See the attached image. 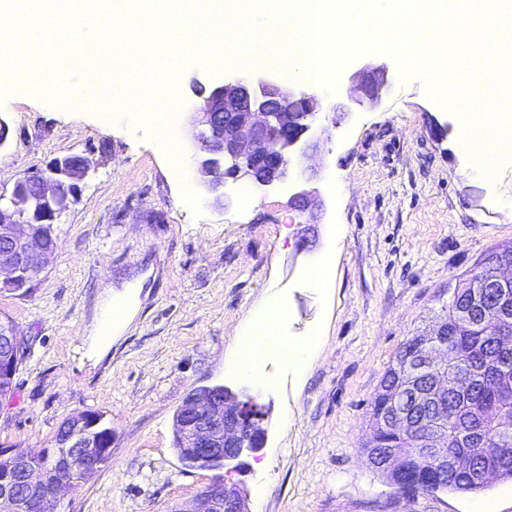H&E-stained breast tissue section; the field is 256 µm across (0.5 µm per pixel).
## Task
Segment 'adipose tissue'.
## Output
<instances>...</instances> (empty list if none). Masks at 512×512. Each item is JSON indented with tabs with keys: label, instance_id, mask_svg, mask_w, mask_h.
<instances>
[{
	"label": "adipose tissue",
	"instance_id": "ef3b65f1",
	"mask_svg": "<svg viewBox=\"0 0 512 512\" xmlns=\"http://www.w3.org/2000/svg\"><path fill=\"white\" fill-rule=\"evenodd\" d=\"M284 313V308L277 305L255 317L247 333V342L236 354L235 364L239 371L248 372L254 359L273 351L279 352L289 364L300 368L306 366L309 347L285 344L277 337V324Z\"/></svg>",
	"mask_w": 512,
	"mask_h": 512
}]
</instances>
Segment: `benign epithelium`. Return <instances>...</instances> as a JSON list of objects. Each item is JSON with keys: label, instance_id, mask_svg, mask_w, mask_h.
<instances>
[{"label": "benign epithelium", "instance_id": "benign-epithelium-1", "mask_svg": "<svg viewBox=\"0 0 512 512\" xmlns=\"http://www.w3.org/2000/svg\"><path fill=\"white\" fill-rule=\"evenodd\" d=\"M352 82L351 100L374 104L387 83V73L383 67L363 68L354 73ZM316 114L315 97L298 96L268 75L216 86L192 113L196 172L202 184L221 202L227 178L246 177L264 186L286 179L291 156L313 128ZM96 165L90 154L64 156L51 162L31 188L16 184L13 208H0V235L10 243L26 240L27 249L0 256L1 287L28 286L33 261L49 264L54 243L35 235L32 225L55 223L57 203L78 197L80 183ZM415 370L432 381L443 367L427 353L417 360ZM188 408L182 424L183 447L191 449L195 468L210 471L218 459L228 463L263 448L266 412L254 398L221 386L195 393ZM99 424L94 415L76 416L64 446L36 454L0 448V458H8L7 466L0 468V505H8V512H54L59 494L71 485L69 474L98 465L110 451L100 443ZM420 444L435 466L443 470L459 466L448 458L435 430L422 436ZM34 455L56 459L55 468L32 466ZM177 512H249L247 494L218 477Z\"/></svg>", "mask_w": 512, "mask_h": 512}]
</instances>
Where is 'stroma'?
<instances>
[{
    "label": "stroma",
    "mask_w": 512,
    "mask_h": 512,
    "mask_svg": "<svg viewBox=\"0 0 512 512\" xmlns=\"http://www.w3.org/2000/svg\"><path fill=\"white\" fill-rule=\"evenodd\" d=\"M368 62L387 64V84L360 106L349 77ZM241 77L183 67L182 177L157 137L115 113L57 105L58 89L0 105V196L56 157L98 162L57 220L49 266L28 292L0 293V318L26 343L0 397V448H51L64 421L102 414L112 457L58 512H177L214 474L178 458L175 413L191 393L223 385L269 409L264 448L222 472L246 489L250 512H512V482L495 478L477 494L406 500L364 452L372 400L401 344L444 315L481 255L512 241V154L495 188L466 177L458 116L420 79L401 78L393 57L364 54L334 93L318 95L325 132L286 181L228 182L220 204L195 171L194 87ZM301 188L316 194L304 213L288 204ZM326 253L332 285L310 288L306 270ZM120 300L130 317L103 339L102 312ZM273 303L286 309L284 340L315 344L307 373L275 354L246 374L231 364L248 321Z\"/></svg>",
    "instance_id": "35a3bbf8"
}]
</instances>
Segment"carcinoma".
Here are the masks:
<instances>
[{
	"label": "carcinoma",
	"mask_w": 512,
	"mask_h": 512,
	"mask_svg": "<svg viewBox=\"0 0 512 512\" xmlns=\"http://www.w3.org/2000/svg\"><path fill=\"white\" fill-rule=\"evenodd\" d=\"M501 256L512 259V242L487 252L462 276L444 317L460 332L458 342L447 348L448 361L469 378V387L448 392L440 403L419 405L412 413V418L425 426L433 420L445 426L448 454L457 458L460 467L438 474L419 454L417 439L406 429L396 423L381 428V422L396 415L391 397L401 385H426L415 377L409 356L428 351L427 333L402 344L374 397L370 447L398 452V466L386 472V477L408 498L438 490L481 492L487 483L476 481L475 474L480 471L512 480V341L501 342L494 327L483 323L493 312L485 300L472 297L473 290L491 286L493 266Z\"/></svg>",
	"instance_id": "carcinoma-1"
}]
</instances>
